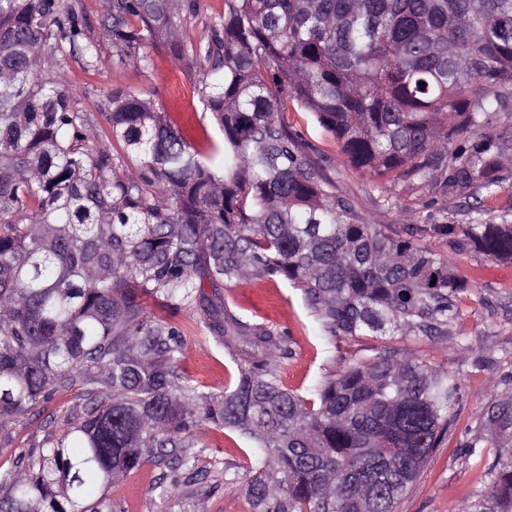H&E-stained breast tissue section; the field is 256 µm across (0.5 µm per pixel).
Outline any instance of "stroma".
<instances>
[{"instance_id": "obj_1", "label": "stroma", "mask_w": 512, "mask_h": 512, "mask_svg": "<svg viewBox=\"0 0 512 512\" xmlns=\"http://www.w3.org/2000/svg\"><path fill=\"white\" fill-rule=\"evenodd\" d=\"M81 4L91 24L89 36L98 46V62L91 71L72 59L64 66L79 110L97 113L99 103L114 88L136 90L168 112L196 145L222 144V131L193 93L192 71L174 64L161 48L148 67L121 63L98 25L105 0H81ZM284 118L312 145L320 174L350 201L360 223L392 234L405 224H467L477 216L494 224L512 222V200L507 195L492 197L473 188L451 198L436 179L425 182L395 175L375 179L342 165L335 139L310 113L289 111ZM422 243L447 260L457 275L477 284L474 292L462 295L460 315L444 336H327L301 290L279 277L253 275L224 287L221 294L227 309L242 321L286 332L293 356L282 366L280 381L298 393H309L382 346L457 375L460 399L448 435L398 500L395 512H468L490 481L487 468L493 455L490 449L476 446L471 451L467 445L480 435L479 424L491 401L512 393V263L496 265L476 252H456L439 237L423 238ZM175 321L185 350L180 372L205 390L222 393L238 375V345L216 343L197 312H180ZM79 403L78 389L61 388L41 412L0 424V471L11 469L21 452L41 445L62 427ZM255 452L254 444L237 434L204 425L192 450L202 477L182 484L177 498L166 500L158 494L159 484L175 476L176 463L170 455L148 459L108 486L106 494L116 512H253L247 484Z\"/></svg>"}]
</instances>
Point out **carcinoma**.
Listing matches in <instances>:
<instances>
[{
	"mask_svg": "<svg viewBox=\"0 0 512 512\" xmlns=\"http://www.w3.org/2000/svg\"><path fill=\"white\" fill-rule=\"evenodd\" d=\"M106 2L123 60L146 67L162 47L195 69L224 145L203 155L119 88L101 116L122 152L91 148L93 118L45 69L67 52L96 62L81 3L0 0V424L82 389L59 433L0 472V512H114L96 486L194 447L205 423L260 449L254 512H395L448 434L458 377L380 348L292 392L288 337L240 320L219 289L283 278L332 337L448 335L475 285L421 238L512 261V224L356 223L283 113H311L357 170L494 195L512 166V0H224L200 40L186 25L202 0ZM188 310L245 345L220 395L179 372L173 317ZM482 441L491 482L469 512H512V395L488 405ZM179 468L161 498L197 479L189 453Z\"/></svg>",
	"mask_w": 512,
	"mask_h": 512,
	"instance_id": "obj_1",
	"label": "carcinoma"
}]
</instances>
